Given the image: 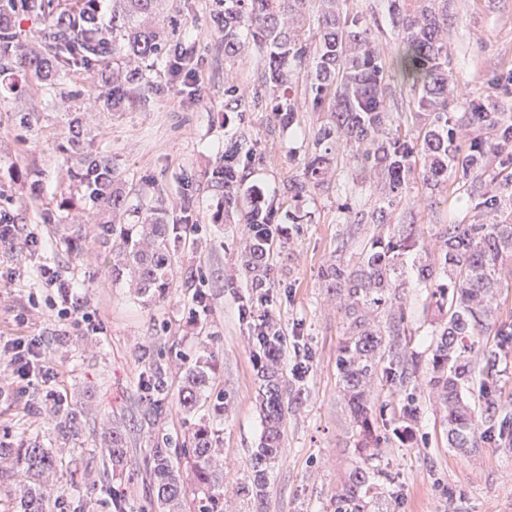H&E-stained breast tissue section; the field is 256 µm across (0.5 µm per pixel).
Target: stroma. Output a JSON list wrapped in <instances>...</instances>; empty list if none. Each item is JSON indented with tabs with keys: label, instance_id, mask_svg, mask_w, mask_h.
Returning <instances> with one entry per match:
<instances>
[{
	"label": "stroma",
	"instance_id": "35a3bbf8",
	"mask_svg": "<svg viewBox=\"0 0 512 512\" xmlns=\"http://www.w3.org/2000/svg\"><path fill=\"white\" fill-rule=\"evenodd\" d=\"M194 2L179 28L181 38L195 48L190 75L163 80L160 93L123 112L98 109L94 90L82 79L70 82L82 92L77 104L87 111L96 147L111 154L127 184L174 206L181 201L182 178L196 179L195 241L186 246L177 266L172 300L143 305L130 289L112 283L101 267L64 251L59 240L71 217L62 213L57 223H43L28 204L26 175L39 170L40 196L46 201L66 188L67 166L57 144L68 116L45 107L39 95L0 103V208L20 218L17 236L0 242V336L38 338L51 369L48 379L30 384L14 376L7 355L0 352V444L18 448L34 439L60 455L62 468L47 478L60 490L51 512H110L102 488L107 456L101 425L107 420L126 430L130 449L114 485L127 494L130 512H158L146 472L149 451L158 434L185 432L195 417L176 408L158 420L146 414L139 400L140 357L145 353L166 367L169 391L175 394L185 367L210 347L216 390L226 394L228 405L223 418L210 422L224 450V489L229 492L249 481V459L262 431L257 369L245 343L238 299L224 286L229 275L238 287L247 284L233 257L243 227L212 223L210 194L198 175L213 163L225 139L242 133L266 154L265 167L250 185L269 194L297 174L305 143L275 124L262 107L243 120H225V71H232L240 88L251 93L262 82V66L252 51L226 61L216 45L209 0ZM346 3L365 14L381 57L392 61L401 35L390 20L388 0ZM448 65L458 82L455 111L483 100L512 112V0H448ZM28 112L36 118L26 129L21 118ZM336 180L335 187L296 201L307 222L281 242L282 272L271 290L270 309L288 338L311 354L312 367L291 393L283 454L270 476L265 512H330L355 461L354 428L336 385V350L347 321L328 301L320 273L330 260L355 261L362 244L378 232L374 224L344 223L340 203L348 199L367 211L376 205L380 190L345 159L338 163ZM471 215L469 198L456 180L433 192L414 180L393 221L416 225L431 248L445 225ZM46 267L69 286L72 301L91 313L92 324L62 316V299L42 276ZM197 288L211 299V311L204 316L193 312ZM404 295L410 330L403 338L405 352L428 360L433 316L428 294L408 287ZM61 399L80 410V433L56 427ZM415 430L413 442L384 443L373 461L385 476L380 486L387 512H512V447H483L468 454L450 448L425 393L418 396Z\"/></svg>",
	"mask_w": 512,
	"mask_h": 512
}]
</instances>
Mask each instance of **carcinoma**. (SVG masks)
I'll use <instances>...</instances> for the list:
<instances>
[{
    "label": "carcinoma",
    "instance_id": "carcinoma-1",
    "mask_svg": "<svg viewBox=\"0 0 512 512\" xmlns=\"http://www.w3.org/2000/svg\"><path fill=\"white\" fill-rule=\"evenodd\" d=\"M167 0H112L110 22L102 21V0H0V100L41 93L54 108L73 107L80 91L67 87L74 74L92 81L98 101L112 112L143 104L157 93L161 74L188 71L193 51L165 32L160 17ZM315 33L304 35L299 25L303 0H213L211 21L224 48V58L237 57L250 47L263 63L260 92L250 101L239 93L232 72L224 77V112L243 116L266 104L281 126L298 123L299 100L326 122L307 136L301 173L288 180L287 196L256 194L246 187L252 171L266 163L258 143L243 135L224 141L222 152L202 174L214 191L213 221L238 214L246 224L238 261L248 275L247 293L239 295L240 317L248 331V345L258 369L257 397L263 431L250 458V483L238 492L253 499L263 512L268 473L283 445L288 415V376L301 382L309 371V356L287 372L288 336L267 307L275 284L283 221L284 199H299L329 185L338 168V154L351 153L361 169L382 185L378 203L369 212L345 203L347 224H378L386 231L362 245L357 263L339 261L321 271V286L335 298L349 321V331L336 352V378L357 430V461L334 498V512H380L378 484L367 463L383 442L373 400L387 387L402 397L394 437L408 441L417 422L416 395L407 392L411 379L423 377L446 426L448 446L462 453L485 444H512V410L498 403L493 392L498 364L512 355V325L491 323L492 304L512 282L502 277L512 260V222L499 220L512 206V112H497L473 102L457 116L448 111L453 76L448 68V0H420L408 11L402 0H388L393 26L402 31L403 46L394 67L413 88L417 111H387L390 70L372 45L365 16L349 12L337 0H322ZM32 24V39L18 21ZM313 61L311 80L299 89L295 71ZM412 118L422 123L412 140L399 133ZM86 118L75 113L58 150L68 164V192L56 213L78 211L91 224L61 238L65 251L76 258L92 257L115 281L127 280L141 302L155 304L172 297L178 255L196 227L197 197L183 193L178 213L170 214L163 200L152 202L126 189L112 156L94 148ZM491 156L490 171L480 164ZM422 166H417V162ZM458 182L477 198L475 223L448 224L440 244L417 268V285L427 289L441 314L431 357L420 372L417 357L401 349L406 335L402 279L403 260L420 248L413 224H393L391 215L418 178L434 191L448 182V164ZM133 211L141 221L121 224L116 216ZM385 313L388 323L378 320ZM497 337L494 345L484 337ZM145 360L143 397L148 415L167 413V370ZM484 375L478 397L471 382L476 365ZM211 357H200L186 373L177 405L193 410L211 398ZM79 413L65 405L58 409L56 426L77 433ZM217 438L203 420L188 433L162 436L151 449L147 464L161 512L180 507L185 496L181 462L190 464L197 490L196 512H226L223 486L213 457ZM112 465L129 455L124 430L114 427L104 437ZM60 458L37 441L25 448L0 447V471L18 468L32 480L58 469ZM54 489L29 484L15 502V512H48Z\"/></svg>",
    "mask_w": 512,
    "mask_h": 512
}]
</instances>
